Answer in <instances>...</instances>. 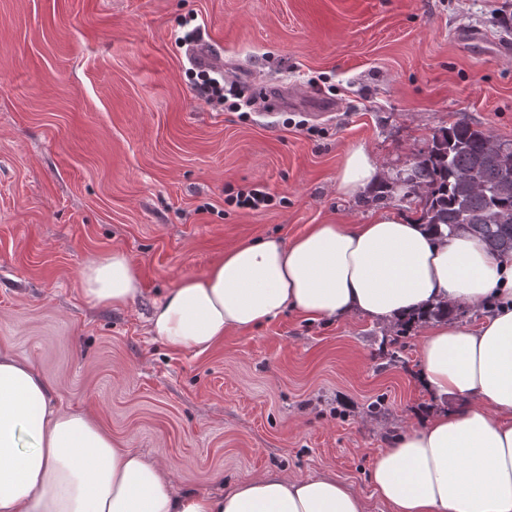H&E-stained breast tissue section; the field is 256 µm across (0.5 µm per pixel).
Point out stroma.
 <instances>
[{
    "mask_svg": "<svg viewBox=\"0 0 512 512\" xmlns=\"http://www.w3.org/2000/svg\"><path fill=\"white\" fill-rule=\"evenodd\" d=\"M196 28L226 87L273 103H205L181 42ZM503 37L512 0H0V349L183 490L328 472L385 512L374 456L460 404L420 384L421 324L289 310L196 353L170 349L149 318L234 244L380 209L420 216L395 180L434 133L463 118L512 141ZM359 145L382 185L345 197L336 174ZM254 188L270 206L228 203ZM115 250L141 292L93 305L79 274ZM399 333L404 361L391 365Z\"/></svg>",
    "mask_w": 512,
    "mask_h": 512,
    "instance_id": "1",
    "label": "stroma"
}]
</instances>
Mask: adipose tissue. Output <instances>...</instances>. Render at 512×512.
I'll use <instances>...</instances> for the list:
<instances>
[{
    "label": "adipose tissue",
    "mask_w": 512,
    "mask_h": 512,
    "mask_svg": "<svg viewBox=\"0 0 512 512\" xmlns=\"http://www.w3.org/2000/svg\"><path fill=\"white\" fill-rule=\"evenodd\" d=\"M379 181L376 160L355 147L336 190L354 196ZM80 288L92 304L123 307L140 278L115 251L85 265ZM435 306L485 314L474 327L432 321L421 336L427 393L468 404L394 439L370 484L388 512H512V256L490 254L472 234L442 237L385 209L363 224L312 225L289 242L238 244L170 289L149 323L172 350L200 353L290 309L390 324ZM0 512H367V502L328 473L267 471L215 493L181 491L88 412L56 407L37 367L0 350Z\"/></svg>",
    "instance_id": "obj_1"
}]
</instances>
